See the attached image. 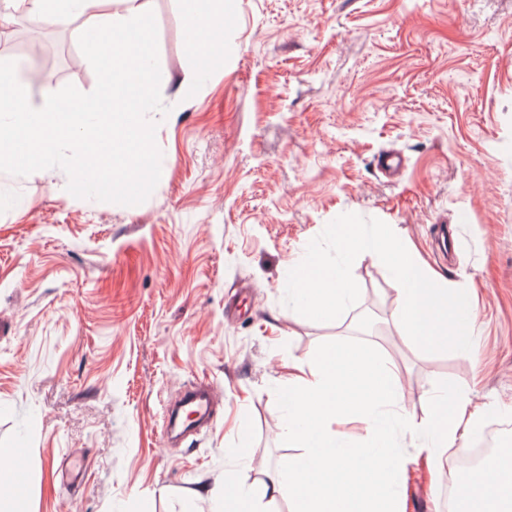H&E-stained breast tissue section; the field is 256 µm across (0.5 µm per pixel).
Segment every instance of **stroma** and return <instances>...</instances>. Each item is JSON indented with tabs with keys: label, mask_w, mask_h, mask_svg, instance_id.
Returning a JSON list of instances; mask_svg holds the SVG:
<instances>
[{
	"label": "stroma",
	"mask_w": 512,
	"mask_h": 512,
	"mask_svg": "<svg viewBox=\"0 0 512 512\" xmlns=\"http://www.w3.org/2000/svg\"><path fill=\"white\" fill-rule=\"evenodd\" d=\"M23 0H0V69L27 104H112V51L59 29L50 71L11 38ZM181 0H153L129 52L165 81L146 180L135 165L111 195L61 193V161L0 167V512H224L229 481L278 480L300 450L282 435L292 363L331 347L396 366L401 405L427 418L442 387L464 392L512 437V0H228L229 53L195 91ZM401 158L386 175L377 161ZM344 213L390 225L429 273L465 289L472 352L395 341L387 269L358 257L360 299L314 322L283 302L285 270ZM213 383L216 417L181 444L165 405ZM437 474L400 438L405 512H450L458 447ZM86 464L79 482L56 462Z\"/></svg>",
	"instance_id": "obj_1"
}]
</instances>
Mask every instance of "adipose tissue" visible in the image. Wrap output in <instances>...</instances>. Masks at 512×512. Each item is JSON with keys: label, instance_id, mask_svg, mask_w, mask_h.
Here are the masks:
<instances>
[{"label": "adipose tissue", "instance_id": "obj_1", "mask_svg": "<svg viewBox=\"0 0 512 512\" xmlns=\"http://www.w3.org/2000/svg\"><path fill=\"white\" fill-rule=\"evenodd\" d=\"M151 0H28L32 13L56 24H72L71 36L86 44L88 33L137 32L143 27ZM9 85L11 97L0 110V142L15 129H23L34 156L61 154L75 170L73 190H80L89 171L110 168L108 155L86 150L73 137L76 130L97 126L93 112L61 109L47 96L38 122H28L21 86L12 73L0 71V85ZM154 103L147 96L125 95L113 128L134 131L140 145H151L155 135ZM354 378L361 390L345 394L341 382ZM285 414L283 435L298 442L303 452L273 484L235 485L234 503L258 506L264 500L287 496L292 512H403L398 487L404 458L398 435L411 434L421 441L419 452L429 468H436L442 454L455 445L459 431L476 427L481 415L469 408L461 391L451 389L430 398L433 417L418 421L402 413L400 391L392 366L364 352L327 349L319 362L299 368L280 391ZM351 414L369 425V438L354 444L332 425ZM361 471L377 472L381 481L354 491L350 479ZM459 512H512V478L488 482L474 478L459 488Z\"/></svg>", "mask_w": 512, "mask_h": 512}]
</instances>
